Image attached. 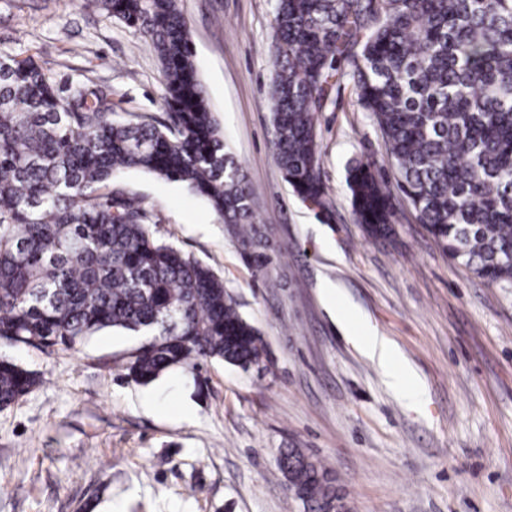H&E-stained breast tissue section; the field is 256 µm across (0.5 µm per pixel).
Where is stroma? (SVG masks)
<instances>
[{
  "label": "stroma",
  "instance_id": "obj_1",
  "mask_svg": "<svg viewBox=\"0 0 512 512\" xmlns=\"http://www.w3.org/2000/svg\"><path fill=\"white\" fill-rule=\"evenodd\" d=\"M224 142L254 190L268 262L249 264L205 199L138 170L156 237L208 266L268 355L140 385L141 339L104 330L69 350L0 342L40 385L0 410V512H304L278 469L298 448L328 468L352 512H512V285L451 260L398 188L372 115L348 80L315 116L325 206L305 205L271 149L276 0H178ZM0 52L33 57L59 88L101 86L116 121L163 118L152 45L76 0H0ZM372 162L394 233L370 237L347 183ZM374 329L382 369L354 344ZM417 389V401L405 392Z\"/></svg>",
  "mask_w": 512,
  "mask_h": 512
}]
</instances>
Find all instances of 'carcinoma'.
I'll return each mask as SVG.
<instances>
[{
  "mask_svg": "<svg viewBox=\"0 0 512 512\" xmlns=\"http://www.w3.org/2000/svg\"><path fill=\"white\" fill-rule=\"evenodd\" d=\"M149 41L165 121L112 120L103 91L78 86L70 110L32 58L1 54L0 340L73 348L104 329L144 341L127 377L147 384L211 359L261 362L258 329L209 267L155 238L147 210L112 178L127 169L206 199L256 269L253 190L224 150L177 0H92ZM269 86L273 155L300 196L324 198L315 114L337 81L387 142L398 187L451 259L512 284V0H277ZM352 207L374 238L393 232L391 194L372 164L349 169ZM40 383L0 359V409ZM278 467L310 512H342L329 472L296 448Z\"/></svg>",
  "mask_w": 512,
  "mask_h": 512,
  "instance_id": "carcinoma-1",
  "label": "carcinoma"
}]
</instances>
